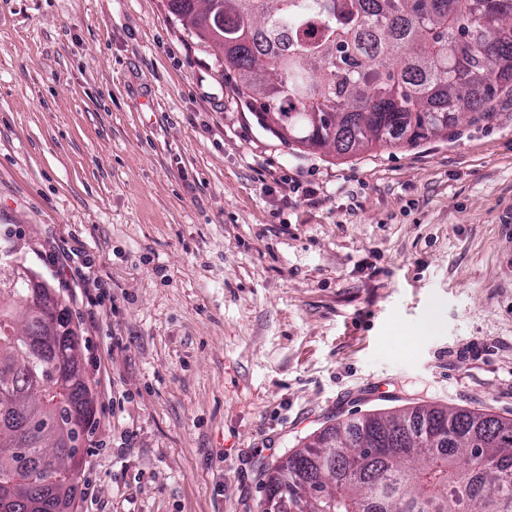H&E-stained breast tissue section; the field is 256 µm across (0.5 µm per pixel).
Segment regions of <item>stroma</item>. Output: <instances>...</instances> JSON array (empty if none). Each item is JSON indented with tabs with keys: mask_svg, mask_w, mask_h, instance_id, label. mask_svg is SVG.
Instances as JSON below:
<instances>
[{
	"mask_svg": "<svg viewBox=\"0 0 512 512\" xmlns=\"http://www.w3.org/2000/svg\"><path fill=\"white\" fill-rule=\"evenodd\" d=\"M7 233L96 395L76 512H261L265 469L337 421L512 418L511 95L303 152L166 0H0Z\"/></svg>",
	"mask_w": 512,
	"mask_h": 512,
	"instance_id": "35a3bbf8",
	"label": "stroma"
}]
</instances>
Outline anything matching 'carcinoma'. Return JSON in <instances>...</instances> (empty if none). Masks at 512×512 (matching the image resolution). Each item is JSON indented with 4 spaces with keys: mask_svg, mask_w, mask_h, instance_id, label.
Masks as SVG:
<instances>
[{
    "mask_svg": "<svg viewBox=\"0 0 512 512\" xmlns=\"http://www.w3.org/2000/svg\"><path fill=\"white\" fill-rule=\"evenodd\" d=\"M167 0L200 41L224 52L237 92L285 145L333 152L413 143L478 118L512 89V0ZM36 289L0 270V482L12 512H73L96 397L63 301L54 335L31 311ZM82 412L58 484L39 472L36 435ZM404 443L401 458L384 448ZM299 512H512V419L429 405L326 428L266 473V500Z\"/></svg>",
    "mask_w": 512,
    "mask_h": 512,
    "instance_id": "carcinoma-1",
    "label": "carcinoma"
}]
</instances>
